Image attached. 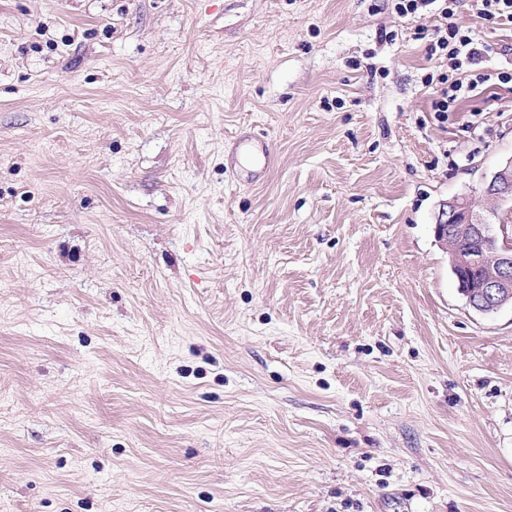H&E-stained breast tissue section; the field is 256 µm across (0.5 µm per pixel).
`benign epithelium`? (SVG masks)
<instances>
[{
  "label": "benign epithelium",
  "mask_w": 512,
  "mask_h": 512,
  "mask_svg": "<svg viewBox=\"0 0 512 512\" xmlns=\"http://www.w3.org/2000/svg\"><path fill=\"white\" fill-rule=\"evenodd\" d=\"M494 211L512 203V158L483 184ZM435 238L448 252V264L466 304L480 314L512 307V236L507 225L494 226L468 195L444 203L436 216ZM459 240L473 244L469 250Z\"/></svg>",
  "instance_id": "obj_1"
}]
</instances>
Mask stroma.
<instances>
[{"mask_svg": "<svg viewBox=\"0 0 512 512\" xmlns=\"http://www.w3.org/2000/svg\"><path fill=\"white\" fill-rule=\"evenodd\" d=\"M414 26L0 0V512H512V308L433 233L512 91L437 116Z\"/></svg>", "mask_w": 512, "mask_h": 512, "instance_id": "1", "label": "stroma"}]
</instances>
